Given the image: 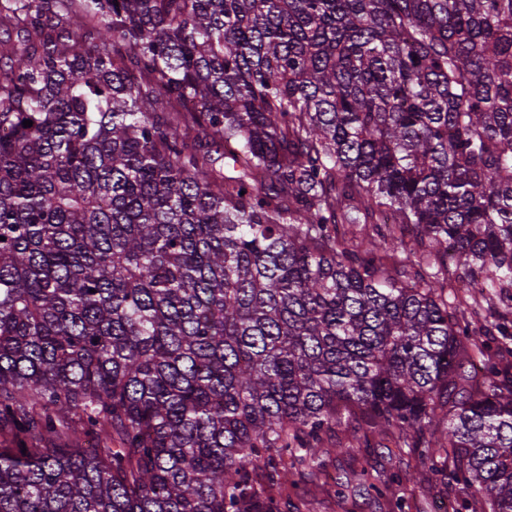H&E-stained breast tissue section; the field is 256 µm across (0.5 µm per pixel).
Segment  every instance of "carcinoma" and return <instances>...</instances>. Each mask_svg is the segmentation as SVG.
Masks as SVG:
<instances>
[{
    "label": "carcinoma",
    "instance_id": "carcinoma-1",
    "mask_svg": "<svg viewBox=\"0 0 512 512\" xmlns=\"http://www.w3.org/2000/svg\"><path fill=\"white\" fill-rule=\"evenodd\" d=\"M0 29V512H280L375 437L429 465L355 473L397 512L430 480L512 512V320L446 264L512 309V0H0ZM84 436L118 447L47 445Z\"/></svg>",
    "mask_w": 512,
    "mask_h": 512
}]
</instances>
